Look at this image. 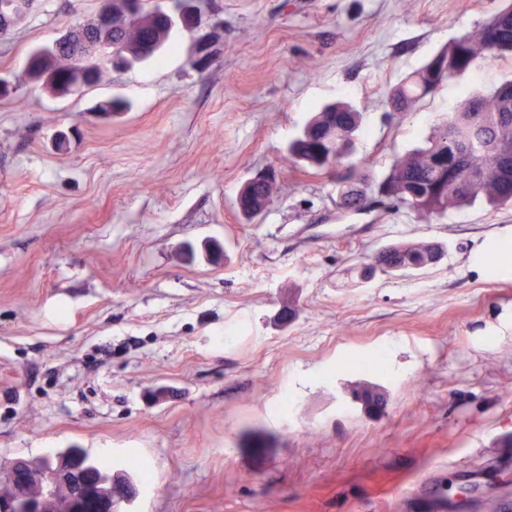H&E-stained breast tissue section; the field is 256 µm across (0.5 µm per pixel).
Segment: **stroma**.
Returning <instances> with one entry per match:
<instances>
[{
	"instance_id": "35a3bbf8",
	"label": "stroma",
	"mask_w": 512,
	"mask_h": 512,
	"mask_svg": "<svg viewBox=\"0 0 512 512\" xmlns=\"http://www.w3.org/2000/svg\"><path fill=\"white\" fill-rule=\"evenodd\" d=\"M162 64L57 96L0 98V463L78 446L145 466L131 512H395L405 493L512 497V208L430 219L336 205L335 174L288 143L310 113L364 114L369 179L422 143L493 61L410 112L388 86L494 0H186ZM102 0H35L0 78L94 19ZM220 35L209 66L199 51ZM123 99L105 116L98 103ZM258 222L235 206L267 168ZM436 241L433 267L359 272ZM495 254V264L485 258ZM383 357L367 374L359 361ZM368 381L384 415L351 405Z\"/></svg>"
}]
</instances>
